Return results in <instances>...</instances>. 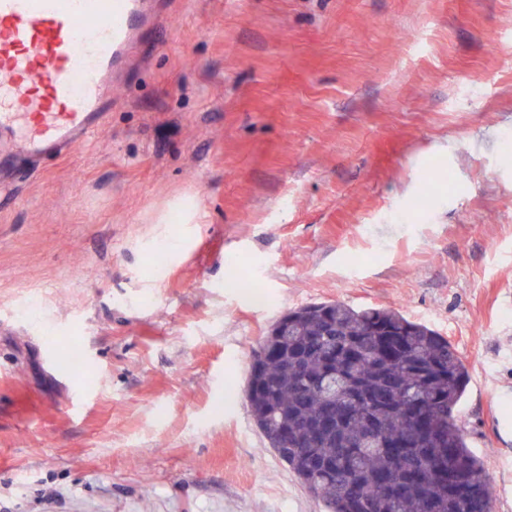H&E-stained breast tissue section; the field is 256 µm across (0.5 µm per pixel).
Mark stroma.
I'll use <instances>...</instances> for the list:
<instances>
[{"mask_svg":"<svg viewBox=\"0 0 512 512\" xmlns=\"http://www.w3.org/2000/svg\"><path fill=\"white\" fill-rule=\"evenodd\" d=\"M154 40L99 133L0 180V512H326L245 388L336 301L451 341L512 512V0H167Z\"/></svg>","mask_w":512,"mask_h":512,"instance_id":"1","label":"stroma"}]
</instances>
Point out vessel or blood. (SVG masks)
Listing matches in <instances>:
<instances>
[{"mask_svg": "<svg viewBox=\"0 0 512 512\" xmlns=\"http://www.w3.org/2000/svg\"><path fill=\"white\" fill-rule=\"evenodd\" d=\"M156 0H0V144L30 160L98 133Z\"/></svg>", "mask_w": 512, "mask_h": 512, "instance_id": "1", "label": "vessel or blood"}]
</instances>
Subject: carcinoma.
<instances>
[{
    "instance_id": "1",
    "label": "carcinoma",
    "mask_w": 512,
    "mask_h": 512,
    "mask_svg": "<svg viewBox=\"0 0 512 512\" xmlns=\"http://www.w3.org/2000/svg\"><path fill=\"white\" fill-rule=\"evenodd\" d=\"M276 329L254 356L246 398L270 447L328 512H493L456 415L468 368L448 338L398 311L337 301L301 307ZM326 417L331 428L312 435Z\"/></svg>"
}]
</instances>
